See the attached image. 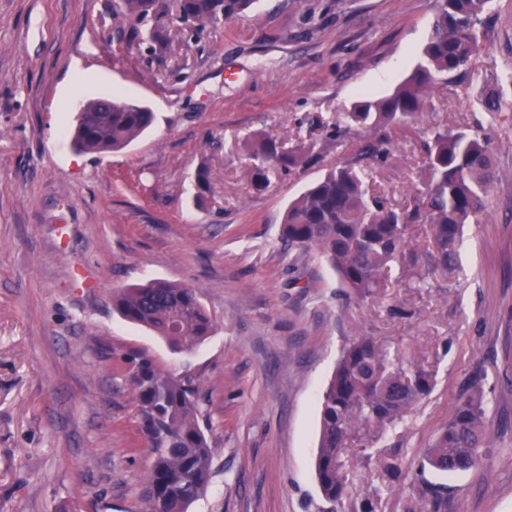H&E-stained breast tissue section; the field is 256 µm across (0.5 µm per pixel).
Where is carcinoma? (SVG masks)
Here are the masks:
<instances>
[{
  "label": "carcinoma",
  "mask_w": 512,
  "mask_h": 512,
  "mask_svg": "<svg viewBox=\"0 0 512 512\" xmlns=\"http://www.w3.org/2000/svg\"><path fill=\"white\" fill-rule=\"evenodd\" d=\"M492 0H439L432 35L421 61L391 94L365 98L344 114L346 122L374 132L365 152L387 160L393 137L413 128L433 84L452 82L480 47L478 26ZM253 0H120V15L131 22L151 49L169 45L161 19L176 10L184 22H226L240 18ZM153 123L145 104L117 98L84 103L72 145L88 153L120 150ZM425 164L430 174L426 204L397 209L370 194L364 173L338 164L316 178L288 205L280 240L288 250L310 249L336 272L346 295L364 299L386 287L384 275L402 253L412 224L432 226V262L451 268L462 226L484 209V197L496 178L489 137L482 133L432 127L427 131ZM252 181L267 184V166L285 171L308 163L303 151H285L271 138L251 147ZM112 305L126 320L161 337L175 353L193 351L213 330L197 291L168 281H153L117 291ZM135 398L136 417L153 462L147 473L141 512H187L202 495L212 474L213 451L201 426L199 385L188 374L160 368L145 351L121 356ZM432 389L424 369L408 375L372 336H359L343 350L320 402V434L315 473L322 495L342 499L348 475L342 460L347 448L365 441L375 448L402 423L410 407ZM490 434L483 393L458 401L448 425L423 451V465L453 474L484 464Z\"/></svg>",
  "instance_id": "carcinoma-1"
}]
</instances>
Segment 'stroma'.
Here are the masks:
<instances>
[{
  "label": "stroma",
  "mask_w": 512,
  "mask_h": 512,
  "mask_svg": "<svg viewBox=\"0 0 512 512\" xmlns=\"http://www.w3.org/2000/svg\"><path fill=\"white\" fill-rule=\"evenodd\" d=\"M116 3L0 0V512H140L151 455L119 359L138 349L200 386L214 455L189 512H430L436 496L440 512H512V0H494L468 73L438 81L423 110L424 125L488 134L485 208L446 273L431 265L430 225L409 227L385 288L363 301L345 299L316 251L288 252L279 227L339 161L365 168L390 206L424 196L418 131L379 164L358 154L365 130L336 122L406 78L437 0H256L196 30L172 13L164 54L119 40ZM79 68L90 78L77 90ZM495 86L493 119L481 100ZM115 93L148 105L151 129L120 151H74L77 103ZM264 136L319 161L270 167L256 190L247 144ZM151 280L197 289L214 330L193 352L113 310L114 291ZM362 335L434 387L386 447L347 450L349 493L333 504L314 470L319 400ZM475 386L485 464L421 470Z\"/></svg>",
  "instance_id": "stroma-1"
}]
</instances>
